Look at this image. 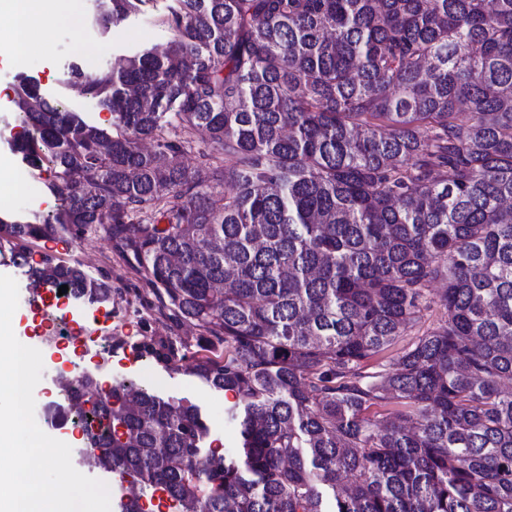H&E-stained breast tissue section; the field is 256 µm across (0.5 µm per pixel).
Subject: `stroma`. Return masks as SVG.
Wrapping results in <instances>:
<instances>
[{
    "label": "stroma",
    "instance_id": "1",
    "mask_svg": "<svg viewBox=\"0 0 512 512\" xmlns=\"http://www.w3.org/2000/svg\"><path fill=\"white\" fill-rule=\"evenodd\" d=\"M69 2L75 7L78 25H50L45 31V55L31 57L10 67L0 66V156L9 159L11 169L26 170L29 180L35 186L34 193L7 196L4 206L14 214H35L44 219L57 211V200L48 189L53 179L51 171L27 169L21 154L12 146L14 137L24 127V116L15 103L20 78L34 80L50 100L59 102L71 111L84 113L91 121L107 128L111 125L112 116L106 108L66 88L63 79L67 67L75 64L90 68L92 73L105 74L111 72L116 57L132 56L145 46L162 51L168 48L174 38L172 31L161 21L168 0H156L148 13L130 16L107 32L90 22L96 11V0ZM92 313V308L81 305L71 310L84 336L93 337L108 332L119 347H135L145 336L163 339L172 334L170 321L158 315L147 319L132 309L121 323L106 324L94 320ZM14 316L19 321L21 335L26 337L31 347L42 353L44 371L39 389L34 394L36 406H43L46 402V393L53 390L59 371L65 370L77 376L95 369L97 359L94 349H87L84 356L77 357L72 351L60 350L52 340L39 336L37 321L30 318L26 304H19ZM105 378L109 381L130 379L149 393L165 398L188 399L199 406L207 422L213 423L212 437L221 439L226 450L235 449L238 433L235 425L225 420L229 397L224 392L209 388L197 378L172 373L154 356L145 353L139 354L137 361L129 365L121 361L120 357H113L112 366Z\"/></svg>",
    "mask_w": 512,
    "mask_h": 512
}]
</instances>
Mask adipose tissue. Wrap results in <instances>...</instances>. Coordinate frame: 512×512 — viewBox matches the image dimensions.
<instances>
[{
	"mask_svg": "<svg viewBox=\"0 0 512 512\" xmlns=\"http://www.w3.org/2000/svg\"><path fill=\"white\" fill-rule=\"evenodd\" d=\"M50 17L75 20L60 0H0V31L7 35L0 42V63L15 64L36 50L43 41L42 22Z\"/></svg>",
	"mask_w": 512,
	"mask_h": 512,
	"instance_id": "1",
	"label": "adipose tissue"
}]
</instances>
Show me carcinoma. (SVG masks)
<instances>
[{
	"mask_svg": "<svg viewBox=\"0 0 512 512\" xmlns=\"http://www.w3.org/2000/svg\"><path fill=\"white\" fill-rule=\"evenodd\" d=\"M163 22L167 50L70 69L114 134L20 82L14 146L61 204L0 215V254L102 234L201 332L143 348L232 394L239 442L84 376V464L136 490L119 512H512V0H172ZM28 275L112 303L79 264Z\"/></svg>",
	"mask_w": 512,
	"mask_h": 512,
	"instance_id": "obj_1",
	"label": "carcinoma"
}]
</instances>
